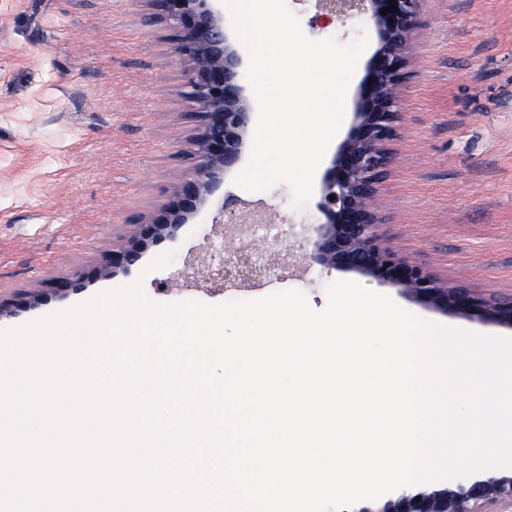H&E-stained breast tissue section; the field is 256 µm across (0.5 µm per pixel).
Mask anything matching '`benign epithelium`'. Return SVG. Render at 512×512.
I'll use <instances>...</instances> for the list:
<instances>
[{
  "instance_id": "1",
  "label": "benign epithelium",
  "mask_w": 512,
  "mask_h": 512,
  "mask_svg": "<svg viewBox=\"0 0 512 512\" xmlns=\"http://www.w3.org/2000/svg\"><path fill=\"white\" fill-rule=\"evenodd\" d=\"M320 14L344 18L356 15L373 26L379 46L366 65L356 96L354 121L322 182L314 258L332 269L352 270L379 283L403 289L438 308L512 326V298L489 300L471 289L445 288L420 268L405 263L378 242L379 219L370 201L389 163L383 145L397 135L398 87L405 78L404 52L419 21L421 0H318ZM158 18L180 30L172 53L192 62L185 97L202 109L204 130L199 142L200 163L182 186L177 200L162 215L143 225L141 240L112 251V270L133 265L144 240L158 239L187 223L212 195L226 171L234 168L246 145L253 108L244 95L242 54L226 35L220 0H153ZM386 14H381V10ZM224 223L239 224L236 200L227 197ZM251 225L267 223L265 211H250ZM276 271L267 252L248 243L234 252L217 249L209 255L203 277L216 287L266 279ZM489 503L496 512H512V470L481 480H453V487L432 494L402 487L383 507L365 506L357 512H480Z\"/></svg>"
}]
</instances>
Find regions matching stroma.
<instances>
[{
	"mask_svg": "<svg viewBox=\"0 0 512 512\" xmlns=\"http://www.w3.org/2000/svg\"><path fill=\"white\" fill-rule=\"evenodd\" d=\"M311 39L348 42L375 30L321 22L314 0H286ZM152 0H0V329L22 326L143 277L156 302L255 299L303 291L313 310L325 287L350 280L416 316L478 334L512 328L433 308L401 288L296 257L268 241L277 276L214 291L178 278L208 241L239 247L217 223L225 197L264 204L276 224L315 239L320 193L303 211L280 184L248 192L226 173L208 202L172 234L147 240L133 265L107 273L113 249L140 235L199 162L203 117L184 96L191 63L175 58L178 31L148 26ZM399 134L371 204L383 243L445 287L512 297V0H422L405 50ZM175 250L166 268L147 271ZM75 280L67 294L51 284Z\"/></svg>",
	"mask_w": 512,
	"mask_h": 512,
	"instance_id": "35a3bbf8",
	"label": "stroma"
}]
</instances>
